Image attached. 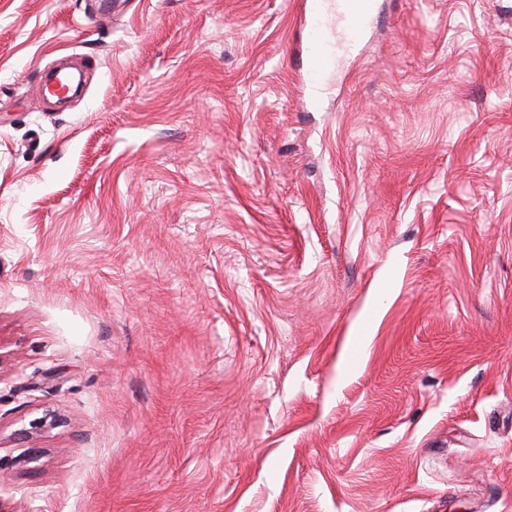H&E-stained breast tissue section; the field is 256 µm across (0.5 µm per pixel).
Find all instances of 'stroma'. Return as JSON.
Wrapping results in <instances>:
<instances>
[{
    "label": "stroma",
    "instance_id": "1",
    "mask_svg": "<svg viewBox=\"0 0 512 512\" xmlns=\"http://www.w3.org/2000/svg\"><path fill=\"white\" fill-rule=\"evenodd\" d=\"M303 2L0 0L16 512H512V0ZM309 15L305 25L308 36L307 75L311 84L320 82L330 71L333 59L330 45L339 35L348 47L360 43L372 22L371 0H336V26L325 17L326 0H306Z\"/></svg>",
    "mask_w": 512,
    "mask_h": 512
}]
</instances>
